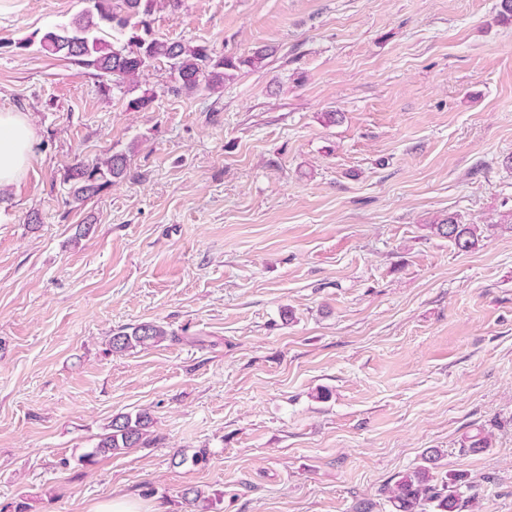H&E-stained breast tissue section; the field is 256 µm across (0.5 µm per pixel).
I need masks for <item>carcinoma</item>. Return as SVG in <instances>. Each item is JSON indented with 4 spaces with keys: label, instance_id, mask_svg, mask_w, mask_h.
Here are the masks:
<instances>
[{
    "label": "carcinoma",
    "instance_id": "carcinoma-1",
    "mask_svg": "<svg viewBox=\"0 0 512 512\" xmlns=\"http://www.w3.org/2000/svg\"><path fill=\"white\" fill-rule=\"evenodd\" d=\"M183 0H94L71 23L45 31L41 50L60 55L75 65L94 72L99 78L119 87L132 83L148 68L164 63L174 74V94L198 90L216 91L235 78L244 68L264 66L273 50L264 46L246 56H226L207 44H187L156 35L155 13L165 7L173 11ZM129 158L125 152H112L87 164L68 168L65 203L83 202L99 194L108 185L128 176ZM436 233L448 238L461 251L475 249L481 238L475 224H461L450 216L433 225ZM167 331L157 322H143L123 328L112 336V351L124 352L137 347L155 346ZM153 419L149 412L120 414L112 419L105 434L84 460L94 462L101 454H117L129 448H141L151 442ZM437 460L435 453L424 456L426 465L415 468L388 489L391 512H458L460 489L468 486L462 473L447 471L442 476L430 472Z\"/></svg>",
    "mask_w": 512,
    "mask_h": 512
}]
</instances>
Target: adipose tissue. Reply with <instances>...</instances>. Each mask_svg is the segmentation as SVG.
<instances>
[{
    "instance_id": "obj_1",
    "label": "adipose tissue",
    "mask_w": 512,
    "mask_h": 512,
    "mask_svg": "<svg viewBox=\"0 0 512 512\" xmlns=\"http://www.w3.org/2000/svg\"><path fill=\"white\" fill-rule=\"evenodd\" d=\"M34 138L29 115L0 111V188L18 182L29 168Z\"/></svg>"
}]
</instances>
